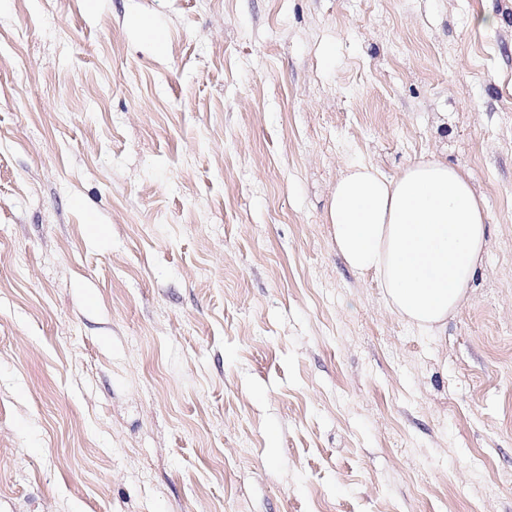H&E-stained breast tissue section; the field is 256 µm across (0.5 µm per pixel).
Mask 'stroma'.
Masks as SVG:
<instances>
[{"instance_id": "1", "label": "stroma", "mask_w": 512, "mask_h": 512, "mask_svg": "<svg viewBox=\"0 0 512 512\" xmlns=\"http://www.w3.org/2000/svg\"><path fill=\"white\" fill-rule=\"evenodd\" d=\"M428 155L435 336L327 220ZM0 512H512V0H0ZM486 219L468 178L434 155L396 177L372 163L349 165L328 210L349 268L373 273L391 308L431 333L443 328L471 287Z\"/></svg>"}]
</instances>
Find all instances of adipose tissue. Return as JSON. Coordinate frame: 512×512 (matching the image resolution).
<instances>
[{"label":"adipose tissue","mask_w":512,"mask_h":512,"mask_svg":"<svg viewBox=\"0 0 512 512\" xmlns=\"http://www.w3.org/2000/svg\"><path fill=\"white\" fill-rule=\"evenodd\" d=\"M486 219L468 178L433 155L395 177L368 162L349 165L328 210L349 268L374 274L391 308L431 333L443 328L472 284Z\"/></svg>","instance_id":"adipose-tissue-1"}]
</instances>
